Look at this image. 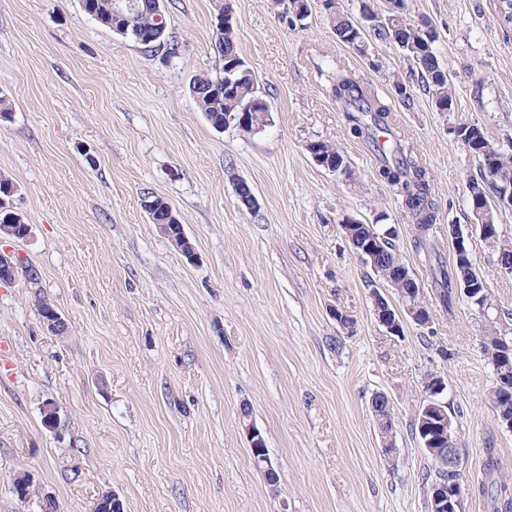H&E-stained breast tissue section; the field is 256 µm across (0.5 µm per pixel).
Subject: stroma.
Returning a JSON list of instances; mask_svg holds the SVG:
<instances>
[{"mask_svg":"<svg viewBox=\"0 0 512 512\" xmlns=\"http://www.w3.org/2000/svg\"><path fill=\"white\" fill-rule=\"evenodd\" d=\"M175 55L147 53L85 14L81 0H0V179L31 232L0 234V250L37 268L0 286V512H93L115 493L124 512H428L430 461L414 416L428 375L444 378L466 481L487 449L512 476V429L489 403L494 372L480 339L485 318L440 307L412 219L375 174L314 68L322 58L392 98L398 126L433 178L432 241L452 262V224L470 221L476 160L454 137L461 123L512 144V42L493 0H410L429 20L455 89L436 111L415 90L396 99L389 75L413 67L399 50L360 57L309 0L290 28L272 0H231L238 46L273 122L215 130L187 87L219 70L217 0H166ZM337 144L354 172L314 163L313 140ZM247 181L254 209L237 199ZM174 208L198 254L187 264L142 205L144 191ZM382 222L421 285L429 327L402 336L379 325L371 271L352 252L344 217ZM469 249L491 293L489 315L512 330V275L478 233ZM47 299L66 328L45 330ZM347 311L340 327L331 308ZM488 315V316H489ZM393 407L400 450L385 457L371 400ZM60 409L47 428L42 407ZM249 409L277 484H268L241 427ZM30 481L28 499L14 491Z\"/></svg>","mask_w":512,"mask_h":512,"instance_id":"obj_1","label":"stroma"}]
</instances>
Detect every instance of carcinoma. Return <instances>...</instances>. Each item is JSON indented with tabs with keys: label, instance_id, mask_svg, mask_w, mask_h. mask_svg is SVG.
Returning a JSON list of instances; mask_svg holds the SVG:
<instances>
[{
	"label": "carcinoma",
	"instance_id": "cac0c4a2",
	"mask_svg": "<svg viewBox=\"0 0 512 512\" xmlns=\"http://www.w3.org/2000/svg\"><path fill=\"white\" fill-rule=\"evenodd\" d=\"M83 11L97 15V22L111 29L129 30L137 25L153 23L152 16L143 13L131 22L112 13V0H82ZM326 18L336 38L357 55L369 51L367 33L375 39L392 44L413 61L425 91L431 95L437 111L449 112L454 107V93L448 78V69L439 61L437 34L430 28L429 22L414 24L408 18V0H384L381 13H372L367 19L369 25L358 26L341 10L338 0H328ZM494 17L501 27L512 28V0H494ZM215 48L218 56L224 57V68L211 74L204 72L196 75L189 83L188 92L202 112L208 123L216 130L224 125V116L238 112L259 95L258 80L255 71L246 63L234 64L242 58L236 40L234 24L228 23L223 29L216 30ZM320 71H328L326 91L343 112L352 136L363 139L375 151L378 158L377 174L401 200L402 206L414 220L416 236L414 247L421 251L427 245L436 221V202L433 196L432 176L428 167L415 154L408 141L396 131L393 123L392 105L384 97L358 80L342 66H335L325 60L318 66ZM456 137H465L466 151L476 160L489 156L496 163L495 178L489 179L482 166H477L476 174L468 176V198L490 200L500 189L512 188V149H504L488 139L482 127L467 125L466 129L456 126ZM324 159L330 163L338 162L345 166L346 179L354 176L350 164L336 145L326 140L311 142ZM153 218L167 226L165 235L172 243L182 237L179 219L171 204L163 197L148 195ZM0 227L8 230L6 236L21 239L28 233L27 225L10 209L0 208ZM381 237L377 238V247L383 262L372 269L378 279L391 277L393 289L398 294L402 309L422 307L429 312L427 304L420 296L419 289L411 286L405 276L399 273L404 260L396 249L391 237L384 235V230L377 229ZM485 243L495 251L498 265L512 264V241H507L495 233L484 238ZM477 271L476 261L463 263L453 257L449 266L442 263L432 269L433 279L437 285V298L441 306L453 313L460 303L459 286L464 279ZM481 347L495 373L496 382L512 383V337L490 326L482 337ZM490 403L497 416L512 417V394L504 396L498 387H493ZM373 419L383 447L393 449V413L390 403L375 396L372 400ZM416 427L428 429L426 437L430 447L424 449L431 461L432 470L427 476L428 503L430 512H446L436 508L438 490L448 485V471L441 468L438 458L451 448L460 452L457 430L448 412V407L440 397H435L433 406L419 408L415 418ZM501 470L499 458L494 449H487L484 463L485 479L477 483L478 492L490 498L492 512H512V483L505 476H498Z\"/></svg>",
	"mask_w": 512,
	"mask_h": 512
}]
</instances>
